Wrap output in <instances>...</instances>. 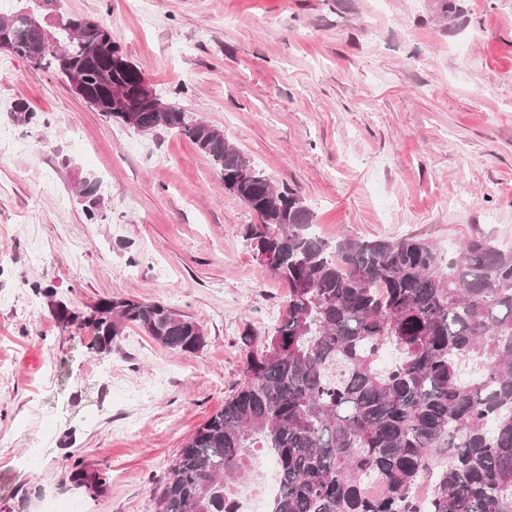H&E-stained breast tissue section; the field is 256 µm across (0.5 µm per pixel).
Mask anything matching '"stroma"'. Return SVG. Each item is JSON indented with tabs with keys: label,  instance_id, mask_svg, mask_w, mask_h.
Returning a JSON list of instances; mask_svg holds the SVG:
<instances>
[{
	"label": "stroma",
	"instance_id": "stroma-1",
	"mask_svg": "<svg viewBox=\"0 0 512 512\" xmlns=\"http://www.w3.org/2000/svg\"><path fill=\"white\" fill-rule=\"evenodd\" d=\"M53 0L107 21L165 101L212 121L324 238L414 235L444 253L482 233L512 247V0ZM25 101L44 119L17 122ZM0 512H153L179 448L241 379L242 336L280 317L285 287L246 239L257 215L210 158L167 131L90 107L57 73L0 50ZM100 185L104 221L76 192ZM39 243L44 262L32 260ZM68 308L134 294L199 322L179 354L136 328L107 357ZM82 449L112 475L66 471ZM88 466L82 457L76 456L68 471V480L94 492L105 490L112 483V476L105 471L91 470Z\"/></svg>",
	"mask_w": 512,
	"mask_h": 512
}]
</instances>
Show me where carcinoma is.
<instances>
[{"instance_id": "obj_1", "label": "carcinoma", "mask_w": 512, "mask_h": 512, "mask_svg": "<svg viewBox=\"0 0 512 512\" xmlns=\"http://www.w3.org/2000/svg\"><path fill=\"white\" fill-rule=\"evenodd\" d=\"M35 11L0 14V49L95 92L115 80L130 87L133 63L109 72L86 61L119 50L112 27L82 31L61 21L43 40ZM136 97L123 111H97L140 132L182 136L209 156L224 190L259 217L247 238L287 288L286 309L264 336L244 337L242 379L186 440L153 497L154 512H235L237 483L256 449L267 448L280 475L272 512H512V249L487 235L467 238L452 257L413 236L331 241L294 191L271 178L224 131L157 99ZM85 215L103 220L98 184L79 185ZM63 325L94 331L105 356L127 327L160 346L194 354L202 326L179 310L136 296L103 299L78 313L35 288ZM470 362L482 370L462 376ZM377 479L380 496L365 490ZM68 480L95 492L112 476L75 457Z\"/></svg>"}]
</instances>
